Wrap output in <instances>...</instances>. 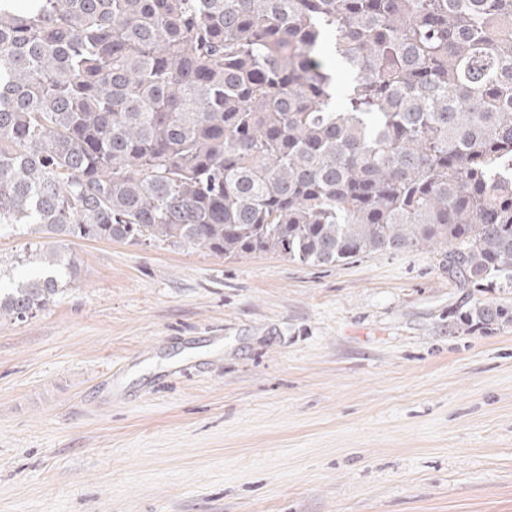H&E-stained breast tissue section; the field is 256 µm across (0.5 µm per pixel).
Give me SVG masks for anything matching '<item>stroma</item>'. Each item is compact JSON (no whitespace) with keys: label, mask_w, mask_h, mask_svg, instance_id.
Returning a JSON list of instances; mask_svg holds the SVG:
<instances>
[{"label":"stroma","mask_w":512,"mask_h":512,"mask_svg":"<svg viewBox=\"0 0 512 512\" xmlns=\"http://www.w3.org/2000/svg\"><path fill=\"white\" fill-rule=\"evenodd\" d=\"M71 249L0 321V512H512V324L449 332L442 250Z\"/></svg>","instance_id":"obj_1"}]
</instances>
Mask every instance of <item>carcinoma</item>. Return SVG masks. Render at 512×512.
<instances>
[{
    "instance_id": "obj_1",
    "label": "carcinoma",
    "mask_w": 512,
    "mask_h": 512,
    "mask_svg": "<svg viewBox=\"0 0 512 512\" xmlns=\"http://www.w3.org/2000/svg\"><path fill=\"white\" fill-rule=\"evenodd\" d=\"M0 0V320L79 278L65 242L272 253L434 247L512 307V0ZM20 230L14 229L10 226H0V256L1 259L4 260L2 267L7 270L2 273L0 276V289L7 290L8 288H14L19 282L22 280L36 274V268H28V267H17L11 268V256L16 254L19 250L23 248V245L30 241L29 238H32L34 235L27 234L26 226L17 225ZM23 230L26 234H20V231Z\"/></svg>"
}]
</instances>
